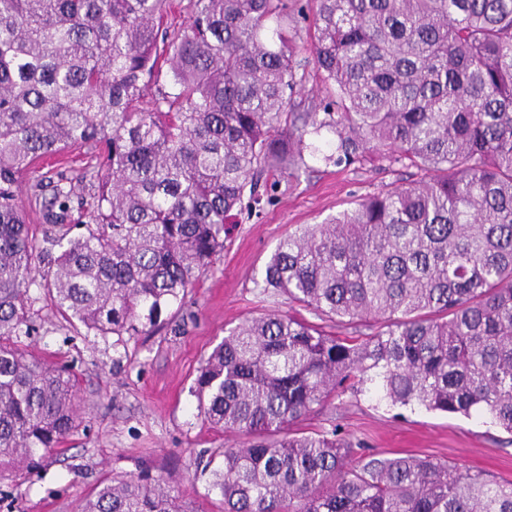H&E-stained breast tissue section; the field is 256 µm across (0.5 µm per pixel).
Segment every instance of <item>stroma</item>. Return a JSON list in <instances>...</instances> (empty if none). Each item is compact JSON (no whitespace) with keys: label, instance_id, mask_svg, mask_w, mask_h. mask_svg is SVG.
<instances>
[{"label":"stroma","instance_id":"obj_1","mask_svg":"<svg viewBox=\"0 0 512 512\" xmlns=\"http://www.w3.org/2000/svg\"><path fill=\"white\" fill-rule=\"evenodd\" d=\"M306 14L299 21L295 57L303 79L293 103L308 108L325 96L310 49L308 18L314 0H291ZM335 136L322 131L305 168L279 176L272 199L260 212L239 215L224 250L181 304L162 316L148 335L89 336L79 323L58 315L44 290L31 307L37 328L32 351L65 363L79 378L78 429L54 449L39 474L23 482L0 481L9 492L0 512H77L96 483L110 475L151 469L179 491L186 512H222L218 496L206 495L207 474L199 454L234 444L235 436L212 429L200 416L190 388L198 370L224 335L243 319L288 311L286 296L261 289L266 264L276 246L303 224H318L349 203L391 189L409 169H388L368 155L351 165L325 164ZM304 427L338 436L359 454L413 455L445 460L499 480H512V435L488 419L389 407L370 395L345 393L333 406L310 414Z\"/></svg>","mask_w":512,"mask_h":512}]
</instances>
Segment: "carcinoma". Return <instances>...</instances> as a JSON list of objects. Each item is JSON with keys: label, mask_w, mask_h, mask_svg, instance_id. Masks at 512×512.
<instances>
[{"label": "carcinoma", "mask_w": 512, "mask_h": 512, "mask_svg": "<svg viewBox=\"0 0 512 512\" xmlns=\"http://www.w3.org/2000/svg\"><path fill=\"white\" fill-rule=\"evenodd\" d=\"M168 5L0 0V474L32 475L77 428L75 375L24 343L31 288L115 347L153 332L227 220L265 201L259 177L301 169L327 128V163L369 153L419 175L281 240L262 288L370 333L290 312L230 329L191 387L242 438L207 494L224 512H512L511 481L294 428L349 388L512 434V0H318L321 113L291 104L289 0H183L172 29ZM68 148L90 154L79 174L30 185L44 248L22 179ZM79 512L187 510L144 471L102 479Z\"/></svg>", "instance_id": "carcinoma-1"}]
</instances>
